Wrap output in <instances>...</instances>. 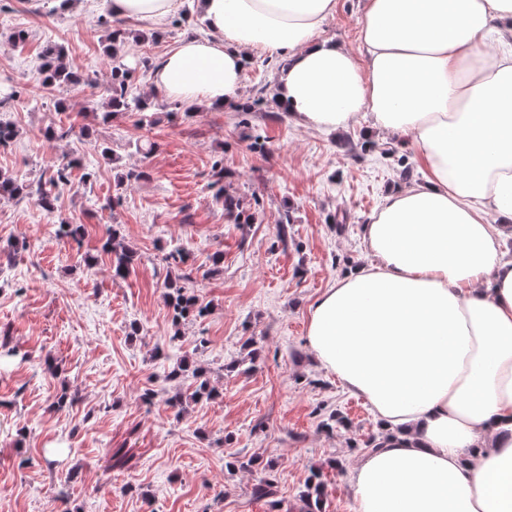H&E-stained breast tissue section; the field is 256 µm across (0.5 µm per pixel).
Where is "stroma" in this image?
Masks as SVG:
<instances>
[{
    "label": "stroma",
    "mask_w": 512,
    "mask_h": 512,
    "mask_svg": "<svg viewBox=\"0 0 512 512\" xmlns=\"http://www.w3.org/2000/svg\"><path fill=\"white\" fill-rule=\"evenodd\" d=\"M55 4L0 0V102L20 99L0 105L16 129L0 172L25 186L58 157L79 161L55 213L0 196V342L11 350L0 357V512H304L314 473L322 512H354L347 476L382 427L315 361L309 307L369 263L363 226L388 194L421 181L414 149L367 119L336 131L297 125L277 105L278 68L263 54L248 59L240 106L187 115L152 93L145 64L205 32L192 0L180 24L124 26L131 93L148 99L151 129L134 112L102 120L110 0ZM362 7L337 0L323 38L359 52ZM49 42L80 83L34 81ZM59 121L73 134L45 138ZM217 160L253 223H234L215 199ZM61 220L81 226L80 238L58 237ZM110 227L134 254L124 278L102 248ZM176 245L186 265L165 261ZM173 273L207 307L178 328L165 302ZM184 358L214 398L192 401V375L171 378ZM178 392L179 412L167 403ZM264 478L274 493L255 498Z\"/></svg>",
    "instance_id": "35a3bbf8"
}]
</instances>
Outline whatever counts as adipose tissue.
<instances>
[{
    "mask_svg": "<svg viewBox=\"0 0 512 512\" xmlns=\"http://www.w3.org/2000/svg\"><path fill=\"white\" fill-rule=\"evenodd\" d=\"M337 0H194L207 34L156 64L157 94L233 104L250 53L284 56L299 125L370 117L420 183L363 227L372 257L310 307L308 346L385 431L349 473L354 512H512V0H364L361 55L321 37ZM182 0H110L158 24Z\"/></svg>",
    "mask_w": 512,
    "mask_h": 512,
    "instance_id": "1",
    "label": "adipose tissue"
}]
</instances>
